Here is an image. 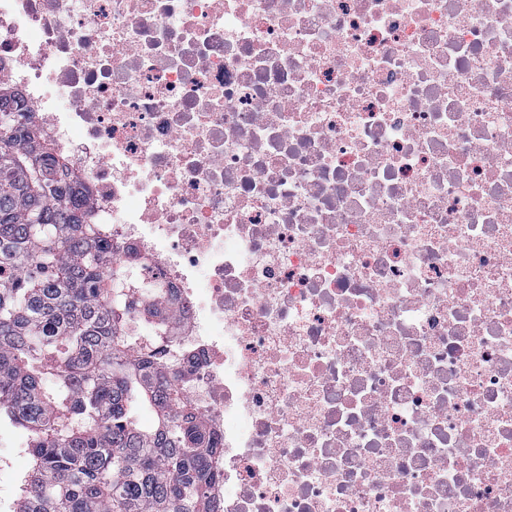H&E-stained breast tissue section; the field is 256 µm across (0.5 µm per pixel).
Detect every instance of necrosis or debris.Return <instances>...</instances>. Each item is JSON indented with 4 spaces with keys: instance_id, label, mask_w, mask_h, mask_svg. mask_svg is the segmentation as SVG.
<instances>
[{
    "instance_id": "1",
    "label": "necrosis or debris",
    "mask_w": 512,
    "mask_h": 512,
    "mask_svg": "<svg viewBox=\"0 0 512 512\" xmlns=\"http://www.w3.org/2000/svg\"><path fill=\"white\" fill-rule=\"evenodd\" d=\"M0 81L162 279L216 512H512V0H0Z\"/></svg>"
}]
</instances>
